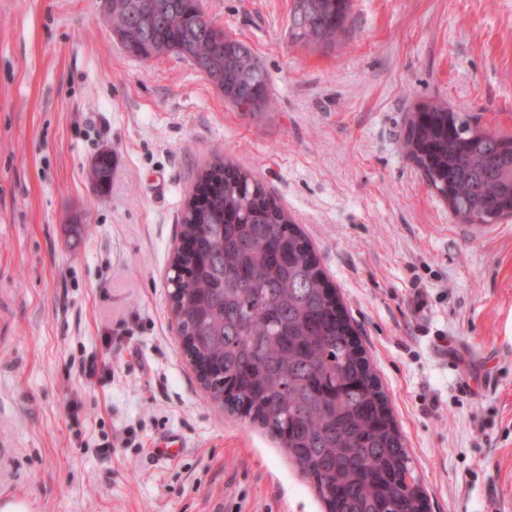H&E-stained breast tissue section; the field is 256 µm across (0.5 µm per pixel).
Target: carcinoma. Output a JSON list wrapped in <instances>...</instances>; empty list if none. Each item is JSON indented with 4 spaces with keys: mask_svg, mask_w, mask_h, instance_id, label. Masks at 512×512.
Wrapping results in <instances>:
<instances>
[{
    "mask_svg": "<svg viewBox=\"0 0 512 512\" xmlns=\"http://www.w3.org/2000/svg\"><path fill=\"white\" fill-rule=\"evenodd\" d=\"M154 0H102L130 55L176 54L203 71L231 104L268 107L269 74L251 48L224 40L199 0H164L152 20L130 9ZM351 0H292L294 43L327 48L347 33ZM407 158L427 182L449 189L448 207L469 224H491L512 208V136L489 132L440 103L412 112ZM199 176L181 218L167 278L179 333L190 340L211 396L282 436L289 460L327 512H424L414 463L381 385L349 336L353 328L315 252L256 174L221 166ZM108 162L91 170L104 192Z\"/></svg>",
    "mask_w": 512,
    "mask_h": 512,
    "instance_id": "cac0c4a2",
    "label": "carcinoma"
}]
</instances>
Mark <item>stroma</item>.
I'll list each match as a JSON object with an SVG mask.
<instances>
[{"mask_svg": "<svg viewBox=\"0 0 512 512\" xmlns=\"http://www.w3.org/2000/svg\"><path fill=\"white\" fill-rule=\"evenodd\" d=\"M202 2L265 64L268 111L131 57L100 0H0V505L325 512L279 440L211 399L171 314L218 149L313 246L428 512H512V219L473 234L403 149L425 102L512 134V0H352L325 49L291 43V0Z\"/></svg>", "mask_w": 512, "mask_h": 512, "instance_id": "35a3bbf8", "label": "stroma"}]
</instances>
